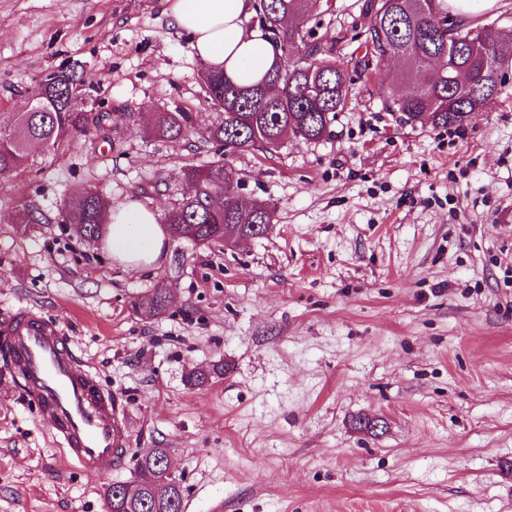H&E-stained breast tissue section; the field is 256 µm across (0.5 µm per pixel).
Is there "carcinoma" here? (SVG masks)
Here are the masks:
<instances>
[{
	"label": "carcinoma",
	"instance_id": "carcinoma-1",
	"mask_svg": "<svg viewBox=\"0 0 512 512\" xmlns=\"http://www.w3.org/2000/svg\"><path fill=\"white\" fill-rule=\"evenodd\" d=\"M315 0H254L253 23L277 46L275 63L258 79L236 84L223 73L200 70L210 100L222 115L206 131L207 140L238 151L270 152L284 139L317 141L328 135L331 120L348 101V68L338 62L326 40H309L307 24ZM442 0H367L363 33L372 57L390 55L401 61L393 78L411 92L394 99L389 108L405 123L428 122L435 128H461L475 112H483L501 94L492 91L487 58H505L503 47L512 42V30L486 24L476 34L481 50L472 52L468 39L473 26L448 22ZM24 112L0 126V174L27 167L31 146L51 149L76 133L89 130L83 111V73L75 67L48 83L39 82ZM155 139L187 134L181 112H160L148 127ZM183 180L193 190L168 211L165 223L175 239L210 246L221 243L220 225L230 224L246 238L258 235L256 226L276 223L266 200H239L240 178L224 156L204 165L183 167ZM112 201L88 191L66 206V218L75 233L96 240L107 231ZM167 306L166 289L157 288L144 314L154 317ZM224 364L192 370L188 383L203 386L224 374ZM141 479L163 484L154 463H137Z\"/></svg>",
	"mask_w": 512,
	"mask_h": 512
}]
</instances>
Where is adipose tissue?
<instances>
[{"mask_svg":"<svg viewBox=\"0 0 512 512\" xmlns=\"http://www.w3.org/2000/svg\"><path fill=\"white\" fill-rule=\"evenodd\" d=\"M251 11V0H168L173 26L191 36L192 54L237 81L265 72L277 54L259 27L246 25ZM105 247L129 269L156 267L168 251L159 210L133 198L115 203Z\"/></svg>","mask_w":512,"mask_h":512,"instance_id":"obj_1","label":"adipose tissue"}]
</instances>
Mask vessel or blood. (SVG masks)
<instances>
[{"instance_id": "obj_1", "label": "vessel or blood", "mask_w": 512, "mask_h": 512, "mask_svg": "<svg viewBox=\"0 0 512 512\" xmlns=\"http://www.w3.org/2000/svg\"><path fill=\"white\" fill-rule=\"evenodd\" d=\"M0 346L72 463L89 474H111L127 444L123 415L81 369L63 331L20 308L0 314Z\"/></svg>"}]
</instances>
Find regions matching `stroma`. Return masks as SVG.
<instances>
[{"instance_id": "35a3bbf8", "label": "stroma", "mask_w": 512, "mask_h": 512, "mask_svg": "<svg viewBox=\"0 0 512 512\" xmlns=\"http://www.w3.org/2000/svg\"><path fill=\"white\" fill-rule=\"evenodd\" d=\"M364 0H318L308 27L353 66ZM165 0H0V114L45 74L82 65L93 116L123 115L0 177V313L36 310L70 337L124 413L112 475L69 465L0 355V512H107L105 490L165 448L183 512H512V82L458 130L400 122L352 76L322 140L231 161L277 222L234 247L169 241L146 271L79 238L89 189L168 211L181 170L217 156L219 120ZM188 134L147 137L155 113ZM41 220L16 223L18 211ZM170 289L152 318L138 306ZM216 363L203 386L189 371ZM383 422L374 434L357 417Z\"/></svg>"}]
</instances>
